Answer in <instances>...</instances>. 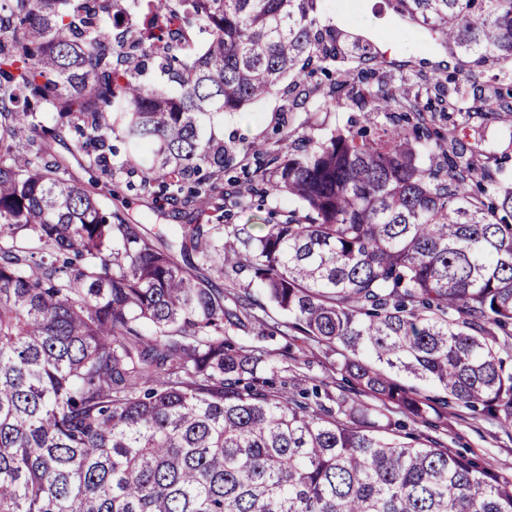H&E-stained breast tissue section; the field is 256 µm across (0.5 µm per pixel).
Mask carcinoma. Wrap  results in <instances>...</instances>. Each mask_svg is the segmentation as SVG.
I'll return each instance as SVG.
<instances>
[{
	"mask_svg": "<svg viewBox=\"0 0 512 512\" xmlns=\"http://www.w3.org/2000/svg\"><path fill=\"white\" fill-rule=\"evenodd\" d=\"M320 2L0 0V512H512V476L419 430L450 399L512 427V184L436 128L512 124V0H388L457 57L402 75L413 94ZM275 93L374 128L316 139L283 113L284 157L242 150L296 206L260 235L201 223L232 162L215 122ZM70 129L88 189L52 146ZM123 184L190 216L176 241ZM243 274L262 292L227 296ZM279 337L352 386L257 376Z\"/></svg>",
	"mask_w": 512,
	"mask_h": 512,
	"instance_id": "cac0c4a2",
	"label": "carcinoma"
}]
</instances>
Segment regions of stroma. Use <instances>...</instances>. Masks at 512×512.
<instances>
[{"label": "stroma", "mask_w": 512, "mask_h": 512, "mask_svg": "<svg viewBox=\"0 0 512 512\" xmlns=\"http://www.w3.org/2000/svg\"><path fill=\"white\" fill-rule=\"evenodd\" d=\"M319 21L321 25L335 28L341 37L373 44L387 61L384 78L388 81H398L401 74L410 71L443 74L453 70L456 64L437 40L415 32L408 21L396 15L388 0H354L350 7L342 0H325ZM286 107V100L275 94L242 111L225 113V143L256 142L263 144L271 154L284 155L287 145L274 135L273 127ZM348 116V109L342 106L322 109L310 106L294 112L293 127L297 133L319 138L344 126ZM459 139L467 145L482 143L506 155L501 177L512 181V128L473 114L462 124ZM127 198L134 219L164 239H172L178 225L184 221L183 215L172 209L155 210L149 197L131 191ZM276 365L280 376L291 383L304 376L327 380L339 377L335 355L316 346L308 347L295 363L277 357ZM446 416V425L439 435L450 448L493 463L496 469L512 474V428L500 427L453 404L449 405Z\"/></svg>", "instance_id": "obj_1"}]
</instances>
